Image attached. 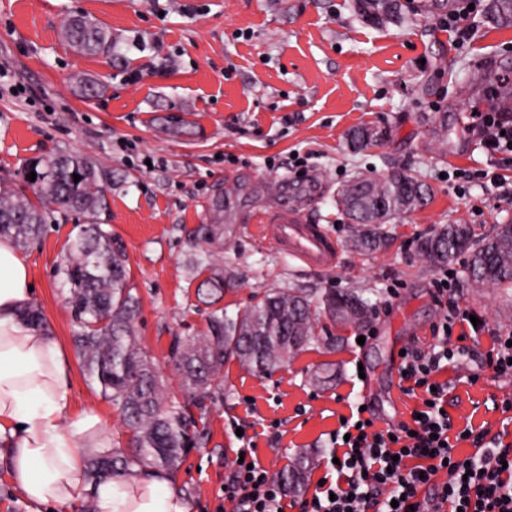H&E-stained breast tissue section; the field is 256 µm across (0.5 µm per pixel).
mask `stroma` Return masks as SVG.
<instances>
[{
	"instance_id": "obj_1",
	"label": "stroma",
	"mask_w": 512,
	"mask_h": 512,
	"mask_svg": "<svg viewBox=\"0 0 512 512\" xmlns=\"http://www.w3.org/2000/svg\"><path fill=\"white\" fill-rule=\"evenodd\" d=\"M352 0H0V178L25 161L55 150L76 152L112 170L102 222L122 245L140 297V344L155 363L164 391L180 397L171 357L176 337L208 329L210 307L198 288L213 267L235 275L222 304L234 312L271 289L317 296L353 290L375 311L373 332L328 319L323 338L261 378L237 360L224 364L217 395L204 416L205 444L192 449L169 483L196 512H231L223 486L245 429L269 473L298 451L316 454L306 491L326 472L330 438L356 404L366 403L375 430L409 421L423 392L407 393L401 352L426 351L446 313L433 296L441 270L415 253L417 241L439 226L465 223L475 238L512 224V162L467 143L471 115L495 111V97L512 78V27L485 11L470 15V35L458 43L439 20L408 19L377 28L363 23ZM86 15L111 28L112 60L77 54L58 39L64 18ZM104 83V97L86 100L74 74ZM448 115L447 128L433 120ZM191 121L189 133L169 132L171 118ZM366 124L382 132L362 153L346 136ZM301 157L302 169L292 166ZM415 173L433 190L424 208L398 215L386 246L365 254L350 243L349 223L336 208V189L357 174ZM485 169L504 187L467 180ZM224 203L231 235L222 248L195 245L191 231L209 219L212 199ZM297 203L311 223L338 240L330 272L300 267L259 239L254 223L280 201ZM83 220L49 221L23 248L35 284L33 303L44 315L69 364L73 412L98 413L113 446L130 434L116 405L84 374L76 330L57 274ZM204 260L202 271L191 259ZM465 259L455 299L479 320L466 329L468 357L436 374L450 382L448 412L456 429L488 430L512 445V378L487 363L497 334L512 332V300L497 288L472 287Z\"/></svg>"
}]
</instances>
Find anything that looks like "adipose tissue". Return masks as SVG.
<instances>
[{"instance_id": "adipose-tissue-1", "label": "adipose tissue", "mask_w": 512, "mask_h": 512, "mask_svg": "<svg viewBox=\"0 0 512 512\" xmlns=\"http://www.w3.org/2000/svg\"><path fill=\"white\" fill-rule=\"evenodd\" d=\"M30 269L0 239V440L14 485L33 506L92 499L96 512H193L157 473L87 480L82 456L106 435L92 411L72 415L64 356L44 328L26 318Z\"/></svg>"}]
</instances>
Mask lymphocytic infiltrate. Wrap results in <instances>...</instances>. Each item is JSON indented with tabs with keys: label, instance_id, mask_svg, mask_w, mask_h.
<instances>
[{
	"label": "lymphocytic infiltrate",
	"instance_id": "f902f5d3",
	"mask_svg": "<svg viewBox=\"0 0 512 512\" xmlns=\"http://www.w3.org/2000/svg\"><path fill=\"white\" fill-rule=\"evenodd\" d=\"M436 301H447L448 311L436 327V341L429 351H406L402 368L405 379L427 393L421 415L400 424L393 432L374 431L372 418L345 422L333 436L343 442L338 463L329 464L335 479H321L313 499L303 500L301 512H410L420 507L423 487L446 472L448 479L434 486L435 499L451 512H512V450L488 447L485 432H454L445 409L447 385H433L431 376L442 362L463 356L462 346L452 340L456 324L468 315L448 302L449 289L434 283ZM472 441L475 451L468 460L454 458L451 435ZM226 485L225 499L233 512H284V488L271 480L251 449H240Z\"/></svg>",
	"mask_w": 512,
	"mask_h": 512
}]
</instances>
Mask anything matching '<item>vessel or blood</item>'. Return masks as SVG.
<instances>
[{"label":"vessel or blood","mask_w":512,"mask_h":512,"mask_svg":"<svg viewBox=\"0 0 512 512\" xmlns=\"http://www.w3.org/2000/svg\"><path fill=\"white\" fill-rule=\"evenodd\" d=\"M258 229L263 240L306 266L329 271L339 261L337 241L322 225L303 221L295 209L279 207L259 216Z\"/></svg>","instance_id":"b4317fda"}]
</instances>
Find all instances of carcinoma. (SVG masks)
<instances>
[{
  "label": "carcinoma",
  "mask_w": 512,
  "mask_h": 512,
  "mask_svg": "<svg viewBox=\"0 0 512 512\" xmlns=\"http://www.w3.org/2000/svg\"><path fill=\"white\" fill-rule=\"evenodd\" d=\"M454 0H353V9L365 23L397 24L407 17L448 16ZM492 19L512 26V0H491ZM60 38L73 51L102 55L108 59L116 48L112 29L87 16L66 19ZM87 99L99 98L104 87L83 77L75 78ZM378 141V132L368 126L348 134L352 150L361 151ZM35 180L27 178L28 170ZM80 180L74 181L73 175ZM21 182L0 181V237L25 246L43 233L54 214L78 213L86 218L80 236L71 245L72 254L58 268L69 285L68 304L75 321L74 341L83 358L84 373L100 388L101 396L117 405L132 432L134 452L114 448L96 454L88 462L87 476L94 482L112 477L119 470L140 466L175 474L188 449L206 436L205 428L188 410L193 404L204 410L205 399L224 362L238 360L260 376H270L288 359L318 339L316 315L336 319V300L359 298L353 291H329L317 299L294 289H272L249 307L230 315L217 306L230 283L213 274L203 281L209 304V330L204 336L177 341L172 355L180 373L185 403L167 400L156 368L142 350L136 333L139 299L130 281L125 254L112 239V232L99 221L108 208L112 170L96 159L57 151L29 159L20 172ZM431 198L429 186L417 175L393 171L370 178H352L336 190V207L349 218L353 244L362 252L383 248L398 214L421 208ZM214 223L193 230L197 245L219 247L224 239L223 210L211 204ZM468 253L465 269L475 287L512 290V224L499 227L489 238L473 239L467 224H446L417 245L418 257L431 266L448 263ZM313 459L297 453L277 479L288 492L299 493L312 469Z\"/></svg>",
  "instance_id": "obj_1"
}]
</instances>
